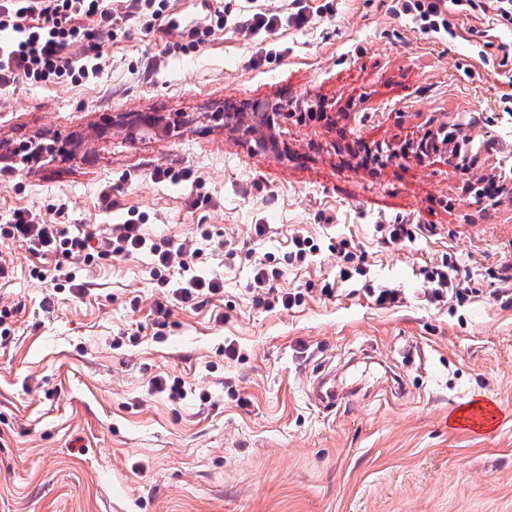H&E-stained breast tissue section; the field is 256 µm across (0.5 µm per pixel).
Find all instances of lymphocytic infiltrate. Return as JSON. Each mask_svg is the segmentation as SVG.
<instances>
[{
  "instance_id": "f902f5d3",
  "label": "lymphocytic infiltrate",
  "mask_w": 512,
  "mask_h": 512,
  "mask_svg": "<svg viewBox=\"0 0 512 512\" xmlns=\"http://www.w3.org/2000/svg\"><path fill=\"white\" fill-rule=\"evenodd\" d=\"M396 13L407 16L425 35L456 38V13H477L489 18L493 26L512 27V0H399ZM94 20L98 31H111L116 20L104 0H0V32L12 31L10 40H0V86L24 76L37 81L78 80L97 69L83 43L80 19ZM22 239L38 254L55 253L88 264L96 257L112 254L132 256L152 254L154 275L175 270L179 273L175 299L195 305L220 292L219 282L192 273L188 263V241L157 243L148 238L136 219L113 225L111 232L96 237L92 232L72 233L55 224H43L25 211H15L11 223L0 226V243ZM277 271L255 263L250 290L257 303L267 308L289 309L300 305L298 293H283L274 288Z\"/></svg>"
}]
</instances>
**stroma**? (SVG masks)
<instances>
[{
	"label": "stroma",
	"mask_w": 512,
	"mask_h": 512,
	"mask_svg": "<svg viewBox=\"0 0 512 512\" xmlns=\"http://www.w3.org/2000/svg\"><path fill=\"white\" fill-rule=\"evenodd\" d=\"M304 2V27L245 38L243 20L287 16L291 0H168L163 29L124 17L93 37L88 79L0 87V225L21 209L105 233L133 212L154 240L190 239L193 271L223 287L181 306L146 253L78 265L71 284L62 255L9 242L0 512H512V305L495 300L512 277V196L477 194L512 168V30L462 16L448 41L396 0ZM231 101L293 104L278 151L218 120ZM134 112L191 122L163 140L109 126ZM443 116L474 164L405 153ZM34 143L48 152L28 158ZM387 146L396 156L377 157ZM171 165L189 177H154ZM382 224L413 238L388 245ZM296 236L318 246L302 264ZM341 250L363 274L340 281ZM259 259L301 305L255 304ZM444 263L466 302H427L423 271ZM384 287L399 306L375 304ZM323 365L349 397L333 411L308 396ZM157 375L183 397L156 392ZM473 398L501 410L480 432L452 423Z\"/></svg>",
	"instance_id": "obj_1"
}]
</instances>
